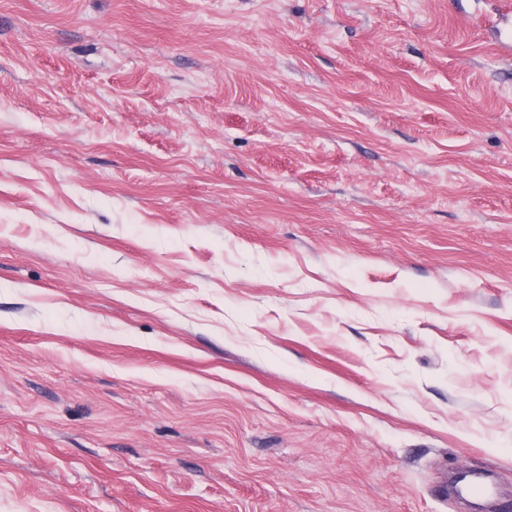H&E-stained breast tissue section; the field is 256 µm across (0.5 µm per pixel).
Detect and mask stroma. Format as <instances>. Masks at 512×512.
Returning a JSON list of instances; mask_svg holds the SVG:
<instances>
[{"mask_svg":"<svg viewBox=\"0 0 512 512\" xmlns=\"http://www.w3.org/2000/svg\"><path fill=\"white\" fill-rule=\"evenodd\" d=\"M512 0H0V512L512 502Z\"/></svg>","mask_w":512,"mask_h":512,"instance_id":"obj_1","label":"stroma"}]
</instances>
